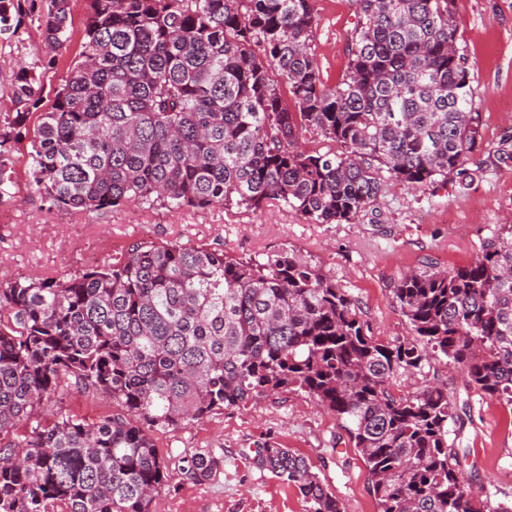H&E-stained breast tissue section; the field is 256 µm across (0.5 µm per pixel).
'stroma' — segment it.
<instances>
[{
  "label": "stroma",
  "mask_w": 512,
  "mask_h": 512,
  "mask_svg": "<svg viewBox=\"0 0 512 512\" xmlns=\"http://www.w3.org/2000/svg\"><path fill=\"white\" fill-rule=\"evenodd\" d=\"M21 23L0 33V132L16 107L11 84L19 67L43 86L40 111L84 46L87 0H70L68 42L45 41L29 0H15ZM313 43L323 79L336 84L347 63L354 26L350 0H314ZM457 46L470 64L473 110L480 138L466 183L411 186L380 172L381 193L365 215L342 224H314L282 206L259 211L231 206L170 210L136 204L106 213L49 207L29 176L30 141L38 122L30 115L14 145L9 193L0 199V282L31 274L68 278L140 239L184 245L223 244L227 254L264 259L282 251L304 256L329 274L359 304L372 335L383 342L408 339L411 327L392 293L399 275L433 262L453 270L470 264L500 225L512 224V0H458ZM448 389L461 417L450 435L460 474L494 502L512 501V406L468 388L446 358L399 372L392 389L409 394L433 379ZM170 460L171 487L155 512H307L298 491L253 465L258 448L279 445L304 456L343 512H377L368 471L340 421L302 391L282 392L174 431L156 433ZM219 449L224 465L203 484L183 480L180 460L199 449Z\"/></svg>",
  "instance_id": "obj_1"
}]
</instances>
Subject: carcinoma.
<instances>
[{
  "instance_id": "obj_1",
  "label": "carcinoma",
  "mask_w": 512,
  "mask_h": 512,
  "mask_svg": "<svg viewBox=\"0 0 512 512\" xmlns=\"http://www.w3.org/2000/svg\"><path fill=\"white\" fill-rule=\"evenodd\" d=\"M352 5L346 71L330 87L313 0H89L82 60L31 141L32 184L57 208L278 203L339 224L376 200L381 168L411 185L465 181L479 130L457 0ZM68 17L69 0L39 11L49 46L69 40ZM12 99L19 131L41 100L32 71L17 72ZM302 130L341 151L302 148ZM11 142L0 134V198ZM393 295L411 341L374 339L358 303L289 251L259 261L139 240L74 277L0 284V512H153L170 489L154 433L289 389L342 423L378 512H512L461 482L447 389H390L441 354L512 405V225L467 266L404 273ZM73 387L116 412L71 413L61 399ZM183 462L203 484L223 459L205 449ZM254 463L309 512H342L291 449L259 448Z\"/></svg>"
}]
</instances>
